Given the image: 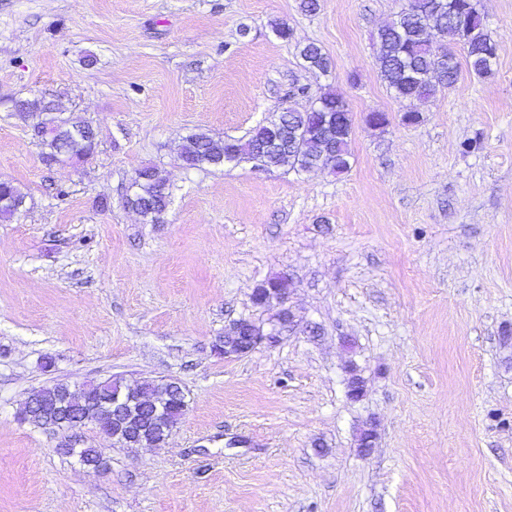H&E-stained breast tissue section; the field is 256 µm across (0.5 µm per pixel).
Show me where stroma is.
<instances>
[{
    "instance_id": "obj_1",
    "label": "stroma",
    "mask_w": 512,
    "mask_h": 512,
    "mask_svg": "<svg viewBox=\"0 0 512 512\" xmlns=\"http://www.w3.org/2000/svg\"><path fill=\"white\" fill-rule=\"evenodd\" d=\"M298 4L0 0V178L27 195L0 223V512H512V0H481L491 75L462 74L413 124L375 62L406 0ZM308 42L329 73L303 68ZM327 88L355 117L347 173L182 166L189 134L240 137ZM40 96L96 129L83 164L45 167L6 106ZM147 165L172 190L161 224L122 204ZM282 275L299 326L214 354L231 320L273 316L251 295ZM114 375L181 384L166 444L20 418L36 390Z\"/></svg>"
}]
</instances>
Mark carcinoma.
Returning a JSON list of instances; mask_svg holds the SVG:
<instances>
[{"label": "carcinoma", "mask_w": 512, "mask_h": 512, "mask_svg": "<svg viewBox=\"0 0 512 512\" xmlns=\"http://www.w3.org/2000/svg\"><path fill=\"white\" fill-rule=\"evenodd\" d=\"M465 28L469 29L470 38L463 43V63L450 49L444 57H439L435 43L426 36L431 31L441 39L450 37L460 41ZM299 55L308 69L327 73L332 68L330 56L315 43L300 47ZM496 56L497 45L481 13L453 11L448 0H409V8L400 11L377 33L378 73L393 98L400 102L428 99L441 88H452L464 66L472 75L485 78L492 73ZM12 111L25 118L32 112H58L60 107L52 101L34 98L13 102ZM330 120L351 123L353 114L343 97L328 89L306 111L285 109L277 118L257 125L245 137L215 139L203 132L193 133L179 147L178 156L190 169H220L225 166L221 159L227 154L239 163L258 162L267 171L287 169L299 173L328 169L341 174L351 167V135L324 134L325 124ZM68 123L69 128L40 139L42 161L48 163L61 156L81 159L96 148L98 141L87 122L70 119ZM141 171L152 177V181L142 184L136 193L140 216L149 224H160L169 204V187L157 168L146 166ZM123 386L121 378L84 384L75 390L67 383H56L37 394L45 403V411L28 415L26 421L39 428L59 425L52 404L62 392L71 389L78 399L87 403L86 414L93 424L110 434L112 410L97 409L92 401L110 396ZM184 414L183 405L172 404L161 426L175 429Z\"/></svg>", "instance_id": "cac0c4a2"}]
</instances>
